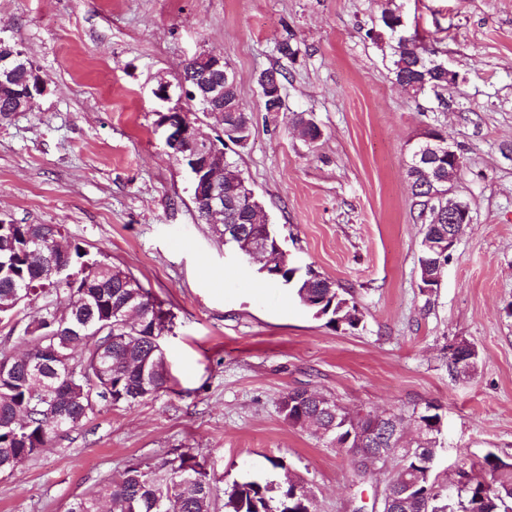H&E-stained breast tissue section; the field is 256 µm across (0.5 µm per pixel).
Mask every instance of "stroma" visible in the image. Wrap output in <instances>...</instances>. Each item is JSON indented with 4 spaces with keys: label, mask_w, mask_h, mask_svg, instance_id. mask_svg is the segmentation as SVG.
Segmentation results:
<instances>
[{
    "label": "stroma",
    "mask_w": 512,
    "mask_h": 512,
    "mask_svg": "<svg viewBox=\"0 0 512 512\" xmlns=\"http://www.w3.org/2000/svg\"><path fill=\"white\" fill-rule=\"evenodd\" d=\"M394 5L459 74L447 107L399 87L389 39L368 37ZM0 37L46 86L30 111L0 119V221L62 225L173 315L167 389L58 433L0 477V512H65L129 461L186 450L214 472L216 497L294 478L317 512H372L388 470L357 480L349 454L288 425L278 404L296 387L354 412L438 405L435 472L449 490L487 453L512 460V0H0ZM286 38L291 60L277 51ZM203 50L223 54L252 114L237 161L269 224L291 260L347 291L356 328L314 318L199 219L152 90ZM272 67L288 76L281 112L262 108L258 78ZM292 112L321 140L307 144ZM433 126L463 157L453 196L473 221L425 291L405 162ZM460 341L478 359L455 378L448 347Z\"/></svg>",
    "instance_id": "obj_1"
}]
</instances>
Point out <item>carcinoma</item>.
Returning a JSON list of instances; mask_svg holds the SVG:
<instances>
[{
	"label": "carcinoma",
	"mask_w": 512,
	"mask_h": 512,
	"mask_svg": "<svg viewBox=\"0 0 512 512\" xmlns=\"http://www.w3.org/2000/svg\"><path fill=\"white\" fill-rule=\"evenodd\" d=\"M400 20L398 9H387L381 15L382 27L396 30L392 73L396 82L415 95L448 87V68L435 58L417 35L404 34L393 28ZM33 63L24 56L22 64L7 79H0V118L14 111L17 92L32 77ZM176 79L191 84H205L216 75L192 65H181ZM226 123L246 130L251 135L252 117L246 110L229 112ZM437 179H448V160L435 165H413L408 155L406 175L412 195L420 200L418 220L424 224L420 256V281L425 283L436 274V268L448 257L433 243L448 241V221L433 223L431 211L448 212L447 195L428 200L429 189L423 171ZM244 180L237 160H224V191L233 182ZM228 217L236 222L237 246L243 248L250 239L276 237L264 224H245L241 212L226 207ZM44 224H6L0 228V324L18 332L17 340L27 346L25 358L36 364L50 362L47 380L39 386L23 373L5 368L14 356L0 353V420L23 412L24 418L10 429H0V475H10L23 461L46 451L56 436V415L48 398L62 397L73 383L75 402L66 415L67 428L76 429L95 410L107 403L114 407H131L166 388L170 376L160 337L171 315L140 283L123 287L122 279L131 274L105 259L93 258L80 244L70 246L73 262L67 274H77L83 263L96 262L92 286L86 302H81L82 289L68 288L65 277L42 264L40 253L55 247L51 239L42 237ZM297 302L316 318H327L335 329L355 328L361 321L354 303L336 288V283L323 276L310 282L298 275L288 286ZM65 293L68 303L60 306L48 300L51 295ZM44 304L26 324L18 316L37 300ZM74 340L84 347L65 364L52 357V350L69 353L66 343ZM336 400L317 391L291 389L279 401V412L292 427H314L318 439L352 455L354 474L366 473L368 449L389 447V438L377 433L366 442L364 435L372 427L371 412L351 414L341 408L333 414ZM350 419L336 431L334 420ZM435 434H417L395 452L384 453L382 466L392 470L381 499L382 512H512V462L489 452L478 464V474L468 475L460 483L456 496L448 495V487L434 475L437 454ZM214 477L205 461L191 453H181L158 467L142 463L126 466L121 478L110 481L74 498L66 512H217L213 487ZM273 487L258 480L233 484L227 492L224 512H316V504L299 482H290L280 490L279 507L272 509Z\"/></svg>",
	"instance_id": "1"
}]
</instances>
